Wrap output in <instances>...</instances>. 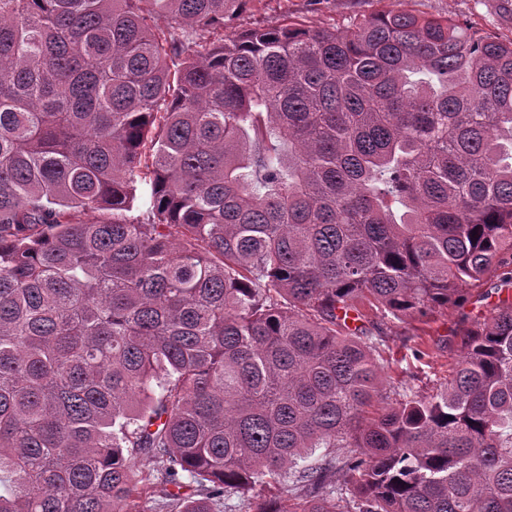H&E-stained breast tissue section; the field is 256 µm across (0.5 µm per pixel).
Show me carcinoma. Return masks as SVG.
<instances>
[{
  "instance_id": "carcinoma-1",
  "label": "carcinoma",
  "mask_w": 512,
  "mask_h": 512,
  "mask_svg": "<svg viewBox=\"0 0 512 512\" xmlns=\"http://www.w3.org/2000/svg\"><path fill=\"white\" fill-rule=\"evenodd\" d=\"M249 2L0 0V512H512V300L346 322L512 287V40ZM383 5L378 0H255L227 28L224 38L254 28L279 26L288 21L311 27L343 29L350 19L368 15ZM492 284L493 282H488L481 288H475L471 291L472 298L465 306L448 307L442 314H436L427 326L413 320L405 323L390 321L369 312L376 328L374 333L381 335L376 337L382 343L380 356L377 354V358L383 367L385 384L388 386L392 381L402 380L413 385L420 394L430 395L441 384L448 382V369L461 354L464 331L471 327L474 320L483 321L488 317L499 299H505L508 295L512 298V288L498 292L491 288ZM487 294L484 300L477 301L478 295ZM419 327H424L429 334L422 337L430 345L431 354L430 357L416 361L412 350L420 342L414 336L416 328Z\"/></svg>"
}]
</instances>
